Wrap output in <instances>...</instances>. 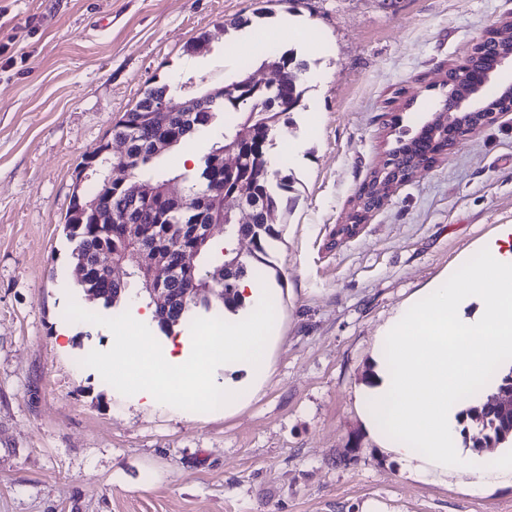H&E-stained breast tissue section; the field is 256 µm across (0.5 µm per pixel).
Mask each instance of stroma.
I'll return each mask as SVG.
<instances>
[{"label": "stroma", "mask_w": 512, "mask_h": 512, "mask_svg": "<svg viewBox=\"0 0 512 512\" xmlns=\"http://www.w3.org/2000/svg\"><path fill=\"white\" fill-rule=\"evenodd\" d=\"M285 15L278 0H0L18 56L0 68V512H512L511 486L406 478L356 402L398 309L512 231V113L336 239L399 129L431 119L448 68L512 0H301L307 92L270 151L294 191L269 251L282 339L265 385L228 414L149 405L112 376L114 324L147 307L92 305L77 285L76 167L153 82L230 81L247 51L229 20Z\"/></svg>", "instance_id": "1"}]
</instances>
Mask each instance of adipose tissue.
<instances>
[{
  "instance_id": "ef3b65f1",
  "label": "adipose tissue",
  "mask_w": 512,
  "mask_h": 512,
  "mask_svg": "<svg viewBox=\"0 0 512 512\" xmlns=\"http://www.w3.org/2000/svg\"><path fill=\"white\" fill-rule=\"evenodd\" d=\"M238 291L254 301V313L236 325L201 327V357L193 366H184L179 352L154 358L150 337L129 327L117 342L114 375L135 383L150 404L172 391L201 398L208 364L220 359L226 371L247 372L246 381L224 382L225 413L240 408L269 375L279 301L250 278ZM471 299L479 308L468 318L463 307ZM511 371L512 248L495 242L483 246L478 264L421 289L384 327L361 384L364 428L408 477L444 483L457 475L471 494L512 485V445L488 452L461 438L462 414L475 404L471 390L491 395L492 374Z\"/></svg>"
}]
</instances>
